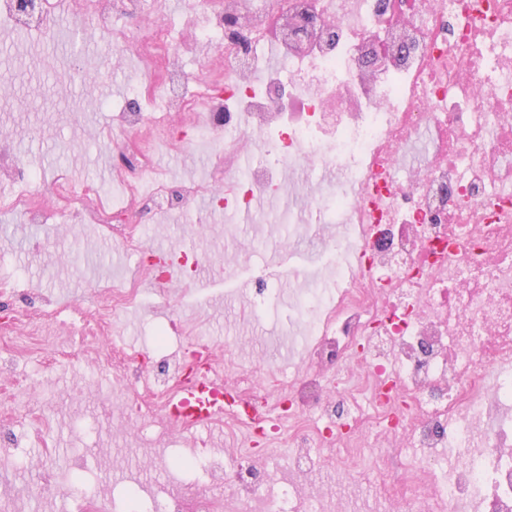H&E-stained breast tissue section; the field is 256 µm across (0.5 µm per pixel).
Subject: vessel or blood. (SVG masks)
<instances>
[{
  "label": "vessel or blood",
  "mask_w": 512,
  "mask_h": 512,
  "mask_svg": "<svg viewBox=\"0 0 512 512\" xmlns=\"http://www.w3.org/2000/svg\"><path fill=\"white\" fill-rule=\"evenodd\" d=\"M225 382L215 373L201 375L193 381L180 384L163 408L168 420L184 429L208 426L231 418L246 429H254L261 420L279 419V401L272 398L264 405L245 406L225 399Z\"/></svg>",
  "instance_id": "vessel-or-blood-1"
}]
</instances>
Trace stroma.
Wrapping results in <instances>:
<instances>
[{"label": "stroma", "instance_id": "stroma-1", "mask_svg": "<svg viewBox=\"0 0 512 512\" xmlns=\"http://www.w3.org/2000/svg\"><path fill=\"white\" fill-rule=\"evenodd\" d=\"M111 57L108 38L75 16L69 0H57L49 32L0 24V77L12 84L11 93L0 96V134L12 139L20 163L37 173L42 193L52 192L62 171L73 182L92 180L114 191L118 147L107 132L114 111L132 101L141 65L135 61L108 75L104 69ZM206 132V113L200 109L183 116L169 144L158 143L149 125L135 137L154 148L158 175L178 184L208 178L211 146ZM294 201L286 188L262 197L248 224L233 212L211 213L202 198L171 212L150 202L133 207L130 218L143 228L149 250L175 247L199 260L197 271L167 300L156 295L151 277L140 275L136 256L119 242L103 239L97 225L71 224L62 231L50 224L22 223L0 210V270L17 271L19 292L12 303L29 315L39 314L44 295L59 308L94 313L99 286L124 276L141 277L139 302L113 316L103 339L62 336L50 328L18 347L11 337L0 335V353L8 354L21 375L14 393L0 390V414L11 411L16 397L29 389L41 391L57 446L54 456L43 459V468L54 472L77 460L83 466L82 483L102 495L120 481L145 496L160 493L174 476L207 487L204 462L211 450L245 448V430L230 421L183 431L178 448H170L158 437L166 424L159 411L152 422L142 424L138 437L117 428L110 436H98L93 424L111 400L132 392L146 400L152 396L141 373L123 367L103 371L98 364L111 348H146L156 323L171 331L168 351L178 350L184 340L180 327L188 323L230 359L226 381L251 370L256 391L267 397L305 376L306 354L289 341L296 330L290 299L296 283L289 273H325L336 255L323 247L315 224L302 225L298 240L285 244V228L270 218ZM260 277L277 295L256 313L244 299ZM61 344L76 353V360L46 370V359ZM37 478L19 460L0 458V498H9L15 512H71L69 497L29 498L28 487Z\"/></svg>", "mask_w": 512, "mask_h": 512}]
</instances>
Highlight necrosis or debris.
I'll use <instances>...</instances> for the list:
<instances>
[{"instance_id": "1", "label": "necrosis or debris", "mask_w": 512, "mask_h": 512, "mask_svg": "<svg viewBox=\"0 0 512 512\" xmlns=\"http://www.w3.org/2000/svg\"><path fill=\"white\" fill-rule=\"evenodd\" d=\"M51 0H0V18L19 28L53 21ZM115 45L117 60L152 45L165 71L145 64L137 96L160 100L145 114L122 106L125 131L144 122L166 129L198 101L214 102L209 132L220 140L203 183L153 194L184 203L207 194L213 211H248L259 193L289 184L304 211L343 227L327 234L336 266L294 296L305 319L310 376L290 389L293 478L260 495L271 474L247 455L209 460L215 492L170 483L160 498L124 499V512H297L299 499L356 512L340 485L383 482V457L357 462L360 432L417 448L385 491L386 512H512V0H203L189 5L193 41L149 24L160 0H76ZM142 21L132 37L113 15ZM224 56V75L186 76L191 47ZM231 137H223V130ZM273 161L242 166L250 147ZM122 206L99 205L97 183L61 181L46 204L36 175L0 140V179L13 192L0 208L26 224L100 225L135 255L147 246L127 222L143 195L150 152L119 147ZM334 173L327 194L307 189L313 169ZM140 283L107 288L94 317L64 322L67 332L108 333L115 311L134 302ZM212 346L159 363L152 403L122 404L128 419L162 406L191 364L207 366ZM364 375L354 393L328 389V372ZM43 454L54 451L37 405L0 417V444L17 447L18 419ZM341 442L320 446L328 431ZM336 471L340 484L313 480Z\"/></svg>"}]
</instances>
